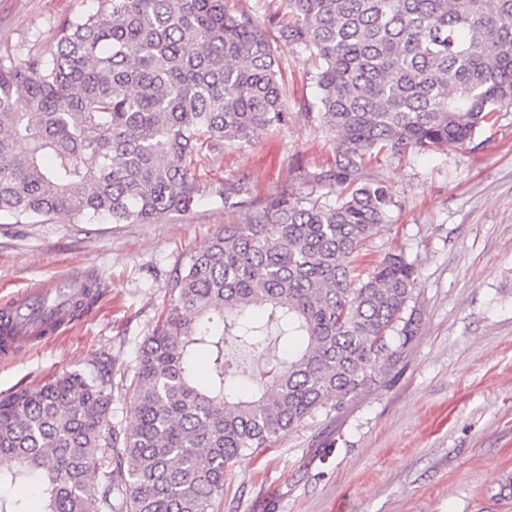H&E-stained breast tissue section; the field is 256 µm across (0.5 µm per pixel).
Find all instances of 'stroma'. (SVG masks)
Listing matches in <instances>:
<instances>
[{
    "label": "stroma",
    "instance_id": "1",
    "mask_svg": "<svg viewBox=\"0 0 512 512\" xmlns=\"http://www.w3.org/2000/svg\"><path fill=\"white\" fill-rule=\"evenodd\" d=\"M93 0H0V60L56 49L58 22ZM309 54L288 48V120L257 144L228 145L193 170L194 209L149 224H15L0 219V299L58 270L107 286L95 312L46 344L0 362V393L89 370L108 352L131 371L191 252L246 208L225 207V183L250 201L334 191L336 141L309 118L318 90ZM358 177L395 201L355 260L394 249L415 262L416 333L392 373L340 411L308 421L258 456L229 465L223 512H512V109L466 145L379 156Z\"/></svg>",
    "mask_w": 512,
    "mask_h": 512
}]
</instances>
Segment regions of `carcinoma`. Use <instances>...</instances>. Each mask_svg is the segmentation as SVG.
<instances>
[{
    "instance_id": "obj_1",
    "label": "carcinoma",
    "mask_w": 512,
    "mask_h": 512,
    "mask_svg": "<svg viewBox=\"0 0 512 512\" xmlns=\"http://www.w3.org/2000/svg\"><path fill=\"white\" fill-rule=\"evenodd\" d=\"M64 18L56 51L0 62V217L150 224L197 201L202 151L253 144L288 118L282 47L319 61L315 119L336 137V197L283 194L187 257L130 373L63 372L0 397L10 484L37 475L42 512H222L224 475L341 409L414 337L417 271L387 253L352 262L395 205L362 165L471 141L512 108V0H285L261 25L224 0H93ZM224 203L249 194L224 185ZM101 296L68 282L26 312ZM258 350L249 371L226 342ZM212 359L207 384L195 352ZM245 376L249 393L227 382ZM136 403L112 427V390Z\"/></svg>"
}]
</instances>
